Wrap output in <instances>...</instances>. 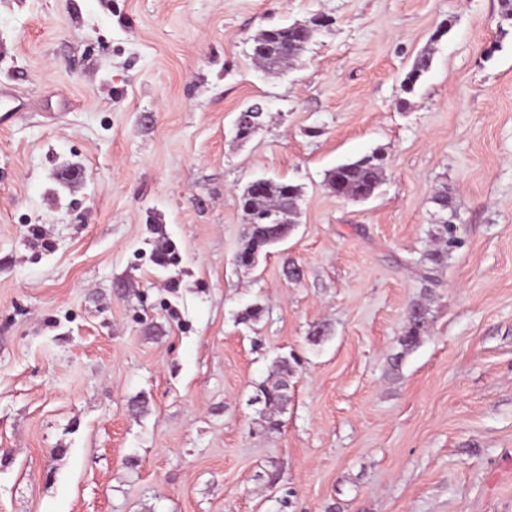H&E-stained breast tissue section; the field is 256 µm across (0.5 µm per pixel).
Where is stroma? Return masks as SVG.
<instances>
[{
    "mask_svg": "<svg viewBox=\"0 0 512 512\" xmlns=\"http://www.w3.org/2000/svg\"><path fill=\"white\" fill-rule=\"evenodd\" d=\"M318 15L255 64L256 33ZM375 150L373 196L337 197L327 172ZM260 177L299 216L244 268ZM443 185L458 242L427 281ZM0 512H512L502 0H0ZM314 33L301 37L294 24L262 30L253 38V55L268 69L282 68L306 49L301 44L309 38L308 44ZM426 323L427 309L419 303L413 304L403 335L399 339L403 351L410 350L419 344L421 336L425 332ZM275 372L279 376V379L275 380L271 384H264L260 387L257 399L274 409L282 411L288 404V384L285 377H288V373L291 372V365L288 362V358H283L276 362Z\"/></svg>",
    "mask_w": 512,
    "mask_h": 512,
    "instance_id": "35a3bbf8",
    "label": "stroma"
}]
</instances>
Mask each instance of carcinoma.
Returning <instances> with one entry per match:
<instances>
[{
    "instance_id": "carcinoma-1",
    "label": "carcinoma",
    "mask_w": 512,
    "mask_h": 512,
    "mask_svg": "<svg viewBox=\"0 0 512 512\" xmlns=\"http://www.w3.org/2000/svg\"><path fill=\"white\" fill-rule=\"evenodd\" d=\"M303 37L292 25L277 26L262 30L253 38V55L269 69H279L297 58L302 52ZM429 65V58H421L406 74L402 81L404 92L414 90L416 83ZM384 173L383 152L376 150L354 162L344 163L329 171V184L336 196L355 198L363 192L373 191L380 184ZM301 189L299 186L285 181L267 180L257 186H248L241 198V206L246 217L247 229L243 247L236 256L238 265L252 266L254 253L264 247L280 242L286 238L288 230L285 224H272L270 217L278 216L293 222L299 207ZM437 207L439 240L442 247L433 250L421 263L422 277L429 280L444 269V258L448 254V246L454 243V227L448 223V207L452 199L448 196V188L443 186L433 196ZM427 309L419 304L412 305L410 316L399 339L402 349L410 350L419 344L425 332ZM275 372L279 379L264 384L259 389L258 397L276 409L283 410L288 405V384L285 377L291 372L288 359L276 362Z\"/></svg>"
}]
</instances>
